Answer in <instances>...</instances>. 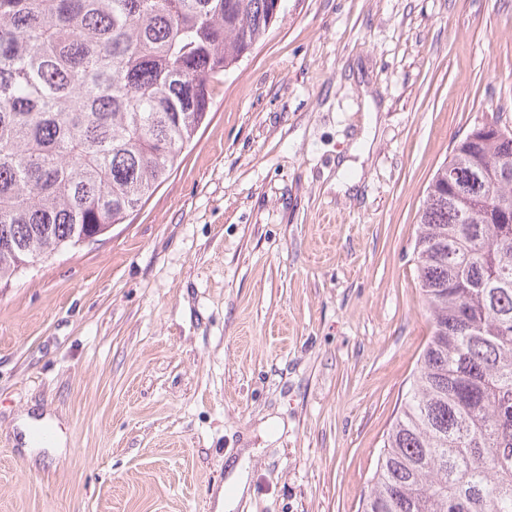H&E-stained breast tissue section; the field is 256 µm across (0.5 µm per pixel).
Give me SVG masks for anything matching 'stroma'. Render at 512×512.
Here are the masks:
<instances>
[{"mask_svg":"<svg viewBox=\"0 0 512 512\" xmlns=\"http://www.w3.org/2000/svg\"><path fill=\"white\" fill-rule=\"evenodd\" d=\"M283 6L141 210L0 284V512H217L237 461L234 512H361L431 334L428 187L512 126V0ZM246 482H247V473L242 467L241 462L236 466L235 474L229 477V483L234 486V494L229 496H224V488H222L218 493L219 506L223 502V507L226 512H231L229 510L233 509L234 506L238 503V501L243 496L246 491Z\"/></svg>","mask_w":512,"mask_h":512,"instance_id":"1","label":"stroma"}]
</instances>
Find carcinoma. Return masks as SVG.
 Segmentation results:
<instances>
[{
	"mask_svg": "<svg viewBox=\"0 0 512 512\" xmlns=\"http://www.w3.org/2000/svg\"><path fill=\"white\" fill-rule=\"evenodd\" d=\"M282 0H0V282L165 182ZM512 132L460 140L420 215L432 331L362 512H512Z\"/></svg>",
	"mask_w": 512,
	"mask_h": 512,
	"instance_id": "carcinoma-1",
	"label": "carcinoma"
}]
</instances>
